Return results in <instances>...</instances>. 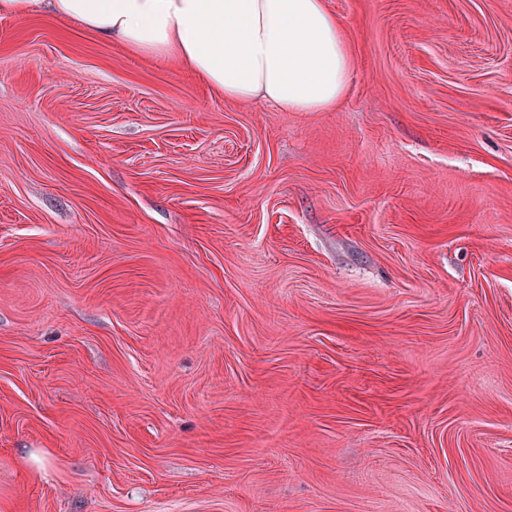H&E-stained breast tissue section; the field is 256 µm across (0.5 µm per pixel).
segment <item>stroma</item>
Segmentation results:
<instances>
[{"mask_svg": "<svg viewBox=\"0 0 512 512\" xmlns=\"http://www.w3.org/2000/svg\"><path fill=\"white\" fill-rule=\"evenodd\" d=\"M333 112L0 17V512H512V0H325Z\"/></svg>", "mask_w": 512, "mask_h": 512, "instance_id": "obj_1", "label": "stroma"}]
</instances>
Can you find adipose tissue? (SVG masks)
<instances>
[{"mask_svg": "<svg viewBox=\"0 0 512 512\" xmlns=\"http://www.w3.org/2000/svg\"><path fill=\"white\" fill-rule=\"evenodd\" d=\"M39 14L178 60L227 100L261 98L285 112L334 111L353 65L324 0H0L1 17Z\"/></svg>", "mask_w": 512, "mask_h": 512, "instance_id": "1", "label": "adipose tissue"}]
</instances>
